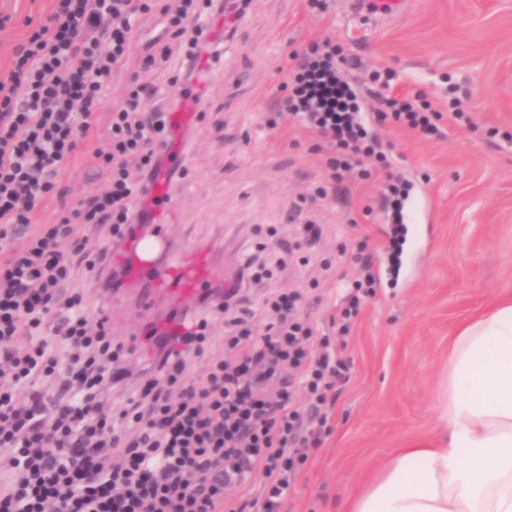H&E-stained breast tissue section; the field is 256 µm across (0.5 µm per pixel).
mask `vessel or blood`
<instances>
[{
	"mask_svg": "<svg viewBox=\"0 0 512 512\" xmlns=\"http://www.w3.org/2000/svg\"><path fill=\"white\" fill-rule=\"evenodd\" d=\"M354 7L360 13L373 11L393 17L399 14L402 0H356ZM133 252L134 270L138 273L152 270L158 255L168 254V268L157 285L183 296L198 293L210 282L215 270V263L208 253L198 252L187 258L170 252L167 237L160 230L137 236Z\"/></svg>",
	"mask_w": 512,
	"mask_h": 512,
	"instance_id": "obj_1",
	"label": "vessel or blood"
}]
</instances>
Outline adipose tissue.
Masks as SVG:
<instances>
[{"label": "adipose tissue", "mask_w": 512, "mask_h": 512, "mask_svg": "<svg viewBox=\"0 0 512 512\" xmlns=\"http://www.w3.org/2000/svg\"><path fill=\"white\" fill-rule=\"evenodd\" d=\"M440 403L446 439L401 449L348 512H512V298L461 327Z\"/></svg>", "instance_id": "ef3b65f1"}]
</instances>
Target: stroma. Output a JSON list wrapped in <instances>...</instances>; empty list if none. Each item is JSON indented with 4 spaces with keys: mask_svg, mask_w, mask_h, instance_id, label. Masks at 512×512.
Here are the masks:
<instances>
[{
    "mask_svg": "<svg viewBox=\"0 0 512 512\" xmlns=\"http://www.w3.org/2000/svg\"><path fill=\"white\" fill-rule=\"evenodd\" d=\"M153 0L141 19L122 73L103 89L104 106L123 101L127 77L181 94L166 68L142 71L149 46L163 36ZM52 0H0V77L28 24L45 23ZM339 46L336 63L353 70L365 105H374L373 73L391 76L389 96H418L437 118L426 135L385 121L374 130L386 164L368 179L330 186L319 136L279 110L289 76L310 44ZM185 143L186 176L171 185L163 231L174 252L221 256L215 281L234 276L256 244L279 252L297 225L322 224L305 249L306 266L284 261L271 283H245L252 303L268 287L299 289L303 312L319 333L344 307L364 249L378 276L350 326L343 359L347 382L330 394L328 428L301 466L279 512H346L404 448L440 437L439 394L448 347L460 326L512 296V0H406L393 21L354 17L350 0H250L232 46L208 77L207 99ZM105 132L81 145L61 177L62 194L38 216L50 224L78 200L100 192L107 171L93 151ZM412 184L397 242L389 173ZM276 235H269V227ZM75 287L92 295L89 318L106 320L129 343L146 321L135 299L142 280L112 292L81 273Z\"/></svg>",
    "mask_w": 512,
    "mask_h": 512,
    "instance_id": "1",
    "label": "stroma"
}]
</instances>
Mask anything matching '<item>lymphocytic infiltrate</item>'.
<instances>
[{"label":"lymphocytic infiltrate","mask_w":512,"mask_h":512,"mask_svg":"<svg viewBox=\"0 0 512 512\" xmlns=\"http://www.w3.org/2000/svg\"><path fill=\"white\" fill-rule=\"evenodd\" d=\"M149 10V0H54L0 78V512H46L56 502L69 512H244L224 490L256 468L265 478L258 495L278 512L311 442L292 395L304 390L323 428L321 408L345 378L329 337L300 319V294L266 299L276 319L256 335L234 285L216 305L231 325L222 355L209 353L206 319L169 335L149 329L153 372L117 415L103 413L101 396L126 377L124 347L90 327L91 296L70 283L83 269L113 287L125 263L106 248L87 254L79 229L132 240L149 222L146 184L179 172L156 148L174 139L179 102L156 103V88L131 78L109 113L110 150L94 154L105 188L56 223L35 217L78 146L97 135L102 89L124 68L134 22ZM202 18L223 24L224 0H180L166 16L178 49L141 63L150 70L175 60L172 80L194 101L199 63L218 61L223 43L219 34L201 38L194 23ZM310 53L281 109L323 138L336 181L380 141L357 85L336 68V46L316 43ZM202 356L208 371L197 378L191 361Z\"/></svg>","instance_id":"obj_1"}]
</instances>
